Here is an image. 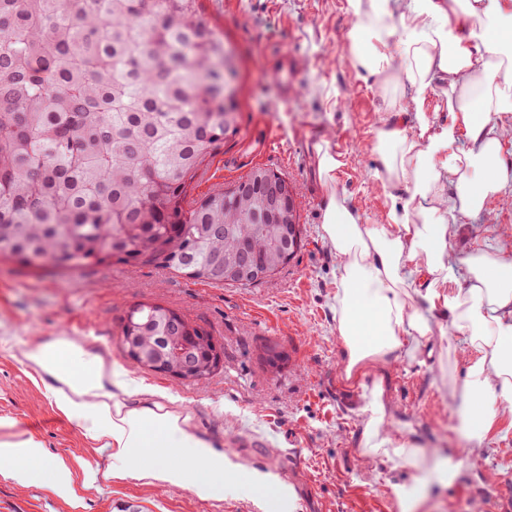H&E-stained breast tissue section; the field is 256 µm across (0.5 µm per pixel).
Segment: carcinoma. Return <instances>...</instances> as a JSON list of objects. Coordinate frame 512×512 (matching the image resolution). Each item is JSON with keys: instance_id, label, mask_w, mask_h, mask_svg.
<instances>
[{"instance_id": "carcinoma-1", "label": "carcinoma", "mask_w": 512, "mask_h": 512, "mask_svg": "<svg viewBox=\"0 0 512 512\" xmlns=\"http://www.w3.org/2000/svg\"><path fill=\"white\" fill-rule=\"evenodd\" d=\"M224 43L199 0H0V258L75 269L153 265L214 286L234 224L261 260L278 261L281 228L257 224L263 172L196 200L192 183L238 132L224 99ZM173 309L137 303L130 336H175Z\"/></svg>"}]
</instances>
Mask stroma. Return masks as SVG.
I'll return each mask as SVG.
<instances>
[{"label":"stroma","instance_id":"obj_1","mask_svg":"<svg viewBox=\"0 0 512 512\" xmlns=\"http://www.w3.org/2000/svg\"><path fill=\"white\" fill-rule=\"evenodd\" d=\"M218 37L240 62L239 132L209 159L191 194L199 199L231 186L254 169L286 177L296 190L301 247L278 274L241 288L216 287L152 266L104 263L64 275L0 262V441L28 438L42 456L19 477L0 475V512H402L394 485L415 489L417 512H477L491 506L499 484L512 483V422L505 438L469 450L448 485H418L417 471L367 455L362 446L364 390L342 379L336 334V259L323 239L327 194L337 190L366 219L392 200L375 170L386 114L379 89L346 57L343 0H201ZM287 53L291 93L273 71ZM274 146H265V138ZM340 162L319 174L318 149ZM493 238L512 252V201H492L463 225L449 247L463 256ZM176 309L224 347L222 368L193 384L136 367L121 344L129 306ZM86 332L112 357V391L126 408H150L186 418L188 428L223 453L234 475L211 492L197 489V472L183 484L137 478L113 467L111 449L95 439L90 418L62 410L18 353V342L42 341L39 356L63 360L69 338ZM288 355L272 369L265 344ZM425 364L390 362L383 380L392 427L413 430L424 448L458 453L462 446L448 404V385L464 370L447 337L432 332Z\"/></svg>","mask_w":512,"mask_h":512}]
</instances>
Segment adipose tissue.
Masks as SVG:
<instances>
[{"label":"adipose tissue","instance_id":"ef3b65f1","mask_svg":"<svg viewBox=\"0 0 512 512\" xmlns=\"http://www.w3.org/2000/svg\"><path fill=\"white\" fill-rule=\"evenodd\" d=\"M344 12L350 62L394 88L387 106L396 126L378 135L375 177L408 198L370 222L342 195L329 196L322 232L336 254L343 378L363 385L370 365L400 353L419 361L429 316L439 313L465 354L463 377L448 389L457 429L480 447L512 416V256L485 242L454 259L448 247L460 224L512 195L504 159L512 152V0H345ZM439 92L448 97L444 122L427 108ZM363 413L365 448L383 463L412 462L443 484L458 473L455 457L392 436L381 385ZM90 417L120 463L138 451L153 457L144 477L177 484L192 464L202 486L224 481L223 457L176 415L103 403Z\"/></svg>","mask_w":512,"mask_h":512}]
</instances>
